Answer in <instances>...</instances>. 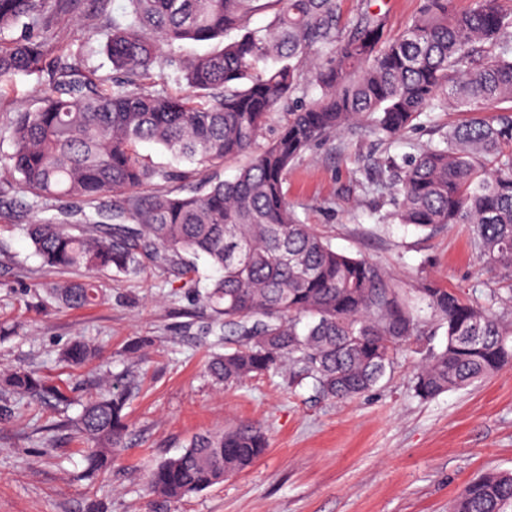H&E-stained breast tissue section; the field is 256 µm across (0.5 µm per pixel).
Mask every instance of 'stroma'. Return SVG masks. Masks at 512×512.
Returning a JSON list of instances; mask_svg holds the SVG:
<instances>
[{"label":"stroma","mask_w":512,"mask_h":512,"mask_svg":"<svg viewBox=\"0 0 512 512\" xmlns=\"http://www.w3.org/2000/svg\"><path fill=\"white\" fill-rule=\"evenodd\" d=\"M93 22L84 8L61 14L50 34L109 80L101 40L84 38ZM39 83L17 75L0 101V153L9 149L10 113L37 107ZM468 118L427 112L385 145L357 128L341 131L291 166L288 203L333 249L379 263L404 288L430 279L463 298H486L503 281L483 269L464 227L382 222L384 201L367 192L363 172L364 161L414 154ZM13 200L0 215V372L32 368L67 383L72 417L118 374L131 376L136 396L111 470L90 480L72 428L43 443L37 428L58 421L53 407L28 414L14 397L0 398V512H449L472 479L512 471V368L432 400L411 388L421 360L411 349L375 389L349 401L315 399L308 385L289 386L285 372L218 385L207 370L213 316L197 300L212 274L205 259L196 262L192 289L171 286L163 267L97 275L104 302L72 310L47 295L58 277L42 269L21 230L30 221L22 194ZM77 338L101 345V356L80 367L59 361L58 351ZM243 421L260 423L270 443L249 469L181 499L149 494L150 466L196 434Z\"/></svg>","instance_id":"35a3bbf8"}]
</instances>
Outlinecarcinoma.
I'll list each match as a JSON object with an SVG mask.
<instances>
[{
    "mask_svg": "<svg viewBox=\"0 0 512 512\" xmlns=\"http://www.w3.org/2000/svg\"><path fill=\"white\" fill-rule=\"evenodd\" d=\"M89 2L103 24L112 85L80 69L68 47L45 38L0 39V99L14 76L47 72L40 106L10 118V151L0 155V205L26 197L34 222L24 232L49 272L95 270L135 275L163 264L188 287L206 257L219 273L201 301L222 322L209 329L233 346L214 354L211 378L226 386L289 368L314 394L347 400L373 390L404 347L421 345L409 291L380 265L339 253L288 205V168L344 129L364 127L381 144L440 110L474 115L441 138L371 169L393 187L381 219L418 230L466 224L484 267L512 283V7L474 0L457 14L451 0H423L412 24L384 37L386 13L357 0L341 21L338 0H127L107 20L110 0H0V33L44 31L50 19ZM259 13L267 25L251 27ZM237 39L224 42V32ZM216 42L186 58L182 43ZM170 74L187 88L159 87ZM511 104L491 123L478 113ZM278 136L252 155L231 181L224 162L250 154L271 115L291 105ZM161 146L185 168L149 164L138 146ZM188 187L190 192L159 184ZM84 225L78 234L71 224ZM431 330L445 344L428 348L413 391L421 399L467 387L512 367V320L423 280L413 289ZM71 309L105 298L94 281L48 289ZM97 346L76 341L59 354L77 366ZM0 391L39 408L69 405L66 388L40 372L0 375ZM130 383L114 380L82 408L74 427L85 442V472L108 470L128 430ZM268 444L254 423L194 436L177 457L147 477L151 495L177 499L224 482L262 457ZM452 512H512V472L467 483Z\"/></svg>",
    "mask_w": 512,
    "mask_h": 512,
    "instance_id": "cac0c4a2",
    "label": "carcinoma"
}]
</instances>
